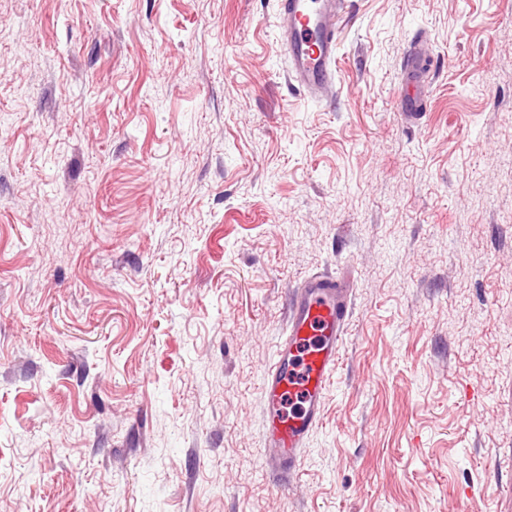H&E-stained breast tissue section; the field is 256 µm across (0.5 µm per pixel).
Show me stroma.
Returning a JSON list of instances; mask_svg holds the SVG:
<instances>
[{
  "label": "stroma",
  "mask_w": 512,
  "mask_h": 512,
  "mask_svg": "<svg viewBox=\"0 0 512 512\" xmlns=\"http://www.w3.org/2000/svg\"><path fill=\"white\" fill-rule=\"evenodd\" d=\"M277 9L0 0V512H512V0H349L332 103ZM324 271L286 486L262 378ZM406 93H401V101L406 102L413 107L416 112L419 113L423 106L424 98L427 96V92L420 82L412 77L404 76L403 78ZM347 291L334 277H315L289 295L288 336L263 381L268 451L288 482L321 423L323 396L350 321Z\"/></svg>",
  "instance_id": "obj_1"
}]
</instances>
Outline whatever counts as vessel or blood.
<instances>
[{
  "mask_svg": "<svg viewBox=\"0 0 512 512\" xmlns=\"http://www.w3.org/2000/svg\"><path fill=\"white\" fill-rule=\"evenodd\" d=\"M344 7L345 0H279L281 42L308 97L335 95L336 20ZM349 321L347 291L336 278L309 279L289 295L288 334L263 381L268 451L283 479L293 477L308 436L321 423Z\"/></svg>",
  "mask_w": 512,
  "mask_h": 512,
  "instance_id": "vessel-or-blood-1",
  "label": "vessel or blood"
}]
</instances>
